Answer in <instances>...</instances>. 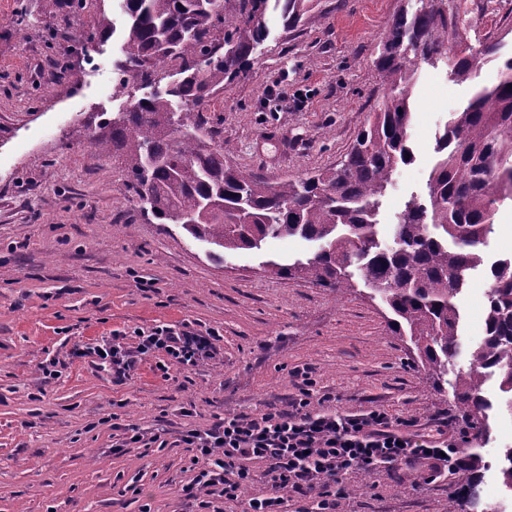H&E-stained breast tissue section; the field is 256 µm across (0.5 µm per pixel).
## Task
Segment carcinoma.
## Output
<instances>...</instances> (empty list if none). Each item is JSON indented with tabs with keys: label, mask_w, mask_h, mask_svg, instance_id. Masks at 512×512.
Segmentation results:
<instances>
[{
	"label": "carcinoma",
	"mask_w": 512,
	"mask_h": 512,
	"mask_svg": "<svg viewBox=\"0 0 512 512\" xmlns=\"http://www.w3.org/2000/svg\"><path fill=\"white\" fill-rule=\"evenodd\" d=\"M281 10L286 29L305 13L306 0H238L239 17L224 18L227 0H122L124 58L118 83H151L170 63L177 78L130 103L92 133L94 152L122 158L141 211L179 226L222 258L226 252L259 251L268 238L299 237L319 244L310 257L265 264L269 274L303 276L344 297L358 283L390 310V335L409 337L421 370L440 385L460 350L458 296L470 270L482 264L479 247L493 230L498 205L512 202V57L502 63L496 85L475 92L452 114L436 139L440 154L428 197L406 201L397 216L394 244L379 241L377 226L398 167L413 160L410 90L422 64L451 60L455 79L466 81L497 58L501 38L472 45L464 36L458 0H415L417 7L393 17L375 61L384 101L335 168L276 184L229 164L227 148L211 144L190 119L203 100L246 72L266 38L269 2ZM223 29V37L214 31ZM114 20L101 12L96 31L76 49L87 55L111 37ZM218 200L223 208L204 211ZM485 331L468 349L469 369L455 375L453 397L471 442L490 430L487 375H501L500 390L512 393V257L490 268ZM456 471L448 512H478L486 462L471 449Z\"/></svg>",
	"instance_id": "obj_1"
}]
</instances>
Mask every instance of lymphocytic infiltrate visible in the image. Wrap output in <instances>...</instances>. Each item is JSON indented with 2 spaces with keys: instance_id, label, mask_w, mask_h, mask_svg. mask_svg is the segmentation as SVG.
Listing matches in <instances>:
<instances>
[{
  "instance_id": "lymphocytic-infiltrate-1",
  "label": "lymphocytic infiltrate",
  "mask_w": 512,
  "mask_h": 512,
  "mask_svg": "<svg viewBox=\"0 0 512 512\" xmlns=\"http://www.w3.org/2000/svg\"><path fill=\"white\" fill-rule=\"evenodd\" d=\"M133 335V347L104 339L85 348L84 355L98 368L109 369L113 382L120 384L138 361L155 354L179 369L197 366L212 356L220 338L218 330L185 324L137 328ZM181 440L202 464L183 488L187 496L216 492L235 501L257 475L268 478L271 492L245 500V512H288L287 492L304 495L313 489L318 492L315 512H337L342 478L349 471L389 472L425 458L452 472L465 461L445 426L425 434L378 407L362 413L315 410L306 396L286 412L224 417L203 429L187 428ZM258 463L264 464L263 473H256Z\"/></svg>"
}]
</instances>
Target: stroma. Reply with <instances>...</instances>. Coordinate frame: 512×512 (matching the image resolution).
Returning <instances> with one entry per match:
<instances>
[{
	"label": "stroma",
	"mask_w": 512,
	"mask_h": 512,
	"mask_svg": "<svg viewBox=\"0 0 512 512\" xmlns=\"http://www.w3.org/2000/svg\"><path fill=\"white\" fill-rule=\"evenodd\" d=\"M113 0H88L79 15L64 0H0V512H196L182 488L197 473L182 431L218 418L289 410L303 375L327 408L385 409L429 432L447 422L462 448L469 436L450 383L434 389L409 340L391 336L390 312L358 289L337 299L300 277H271L265 263L307 251L295 237L218 260L176 225L145 216L120 158H102L88 136L122 109L114 64L121 38L75 54L76 35L96 29ZM469 40L496 35L512 0H461ZM406 0H308L294 29L267 15L269 35L251 68L200 106L204 131L229 161L272 182L336 165L385 89L374 66L380 38ZM498 78L489 62L458 82L446 66L419 69L413 88L415 159L398 168L378 238L392 243L394 218L423 195L436 138L475 86ZM151 281L153 291L140 288ZM488 282L472 272L460 301L462 345L484 330ZM158 323L218 329L212 358L162 370L146 357L126 384L96 371L79 349L112 333ZM59 360L62 375L40 367ZM496 409L481 445L489 469L482 501L512 512L498 480L512 448V412L497 378L485 386ZM192 410L184 417L182 409ZM133 421L160 441L116 455ZM417 460L394 474L353 470L338 512H448L453 476L432 478Z\"/></svg>",
	"instance_id": "stroma-1"
}]
</instances>
